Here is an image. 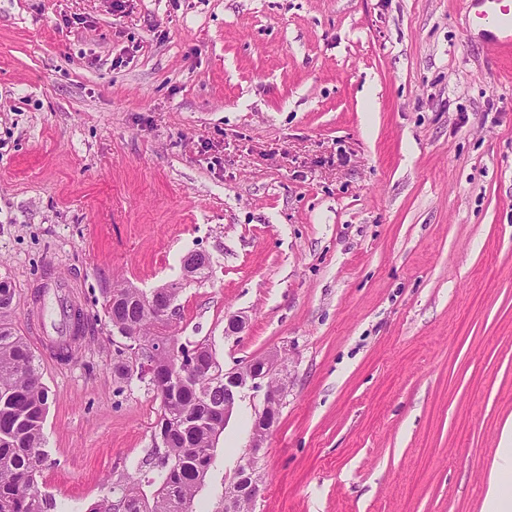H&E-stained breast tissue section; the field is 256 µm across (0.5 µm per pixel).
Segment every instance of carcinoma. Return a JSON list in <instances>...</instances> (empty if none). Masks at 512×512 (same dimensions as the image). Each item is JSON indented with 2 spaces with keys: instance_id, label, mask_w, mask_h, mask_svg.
I'll return each mask as SVG.
<instances>
[{
  "instance_id": "carcinoma-1",
  "label": "carcinoma",
  "mask_w": 512,
  "mask_h": 512,
  "mask_svg": "<svg viewBox=\"0 0 512 512\" xmlns=\"http://www.w3.org/2000/svg\"><path fill=\"white\" fill-rule=\"evenodd\" d=\"M181 291L177 283L150 293L124 284L103 289L112 332L127 340L112 351V372L128 383H146L160 415L139 477L104 482L87 512H196L195 498L224 432V369L209 343L161 336L167 325L156 306L177 301ZM12 299L13 288L0 287V512H64L37 486L48 459L43 426L49 391L36 356L7 320ZM67 320V335L56 346L62 360L85 332L84 315L69 310ZM158 338L168 351L141 359L136 343Z\"/></svg>"
}]
</instances>
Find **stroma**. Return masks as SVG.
<instances>
[{
  "mask_svg": "<svg viewBox=\"0 0 512 512\" xmlns=\"http://www.w3.org/2000/svg\"><path fill=\"white\" fill-rule=\"evenodd\" d=\"M112 2L0 0L9 320L51 324L61 290L88 321L41 364L40 490L84 512L135 474L159 402L114 380L102 291L200 251L171 334L288 370L255 512H481L512 420V59L463 0Z\"/></svg>",
  "mask_w": 512,
  "mask_h": 512,
  "instance_id": "obj_1",
  "label": "stroma"
}]
</instances>
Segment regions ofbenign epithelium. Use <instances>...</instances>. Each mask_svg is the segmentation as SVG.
Returning <instances> with one entry per match:
<instances>
[{"mask_svg": "<svg viewBox=\"0 0 512 512\" xmlns=\"http://www.w3.org/2000/svg\"><path fill=\"white\" fill-rule=\"evenodd\" d=\"M253 365L264 369L258 376L249 378L243 377L239 371L232 370L224 373V421H229L236 405L244 397L245 389L261 388V381L268 378L269 373L275 369H284L281 360L276 353H269L261 358L253 360ZM288 385L283 383H269L264 393V407L255 423L258 425V432L252 433L247 457L239 462L234 470V478L224 483V510L234 512L233 502L242 497L256 499L258 494V483L255 481L256 455L261 448L263 437L266 431L275 421L274 413L280 409L287 393Z\"/></svg>", "mask_w": 512, "mask_h": 512, "instance_id": "7a95c632", "label": "benign epithelium"}]
</instances>
